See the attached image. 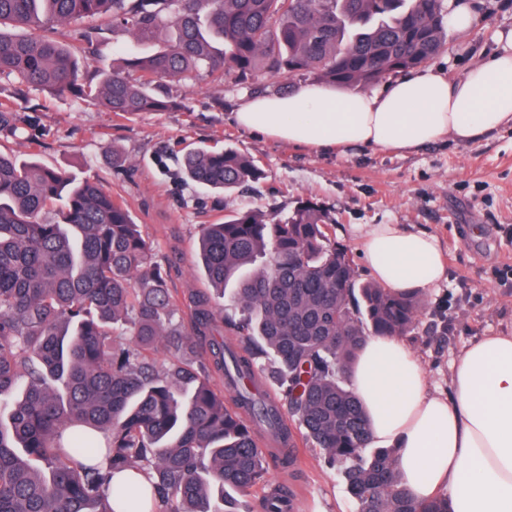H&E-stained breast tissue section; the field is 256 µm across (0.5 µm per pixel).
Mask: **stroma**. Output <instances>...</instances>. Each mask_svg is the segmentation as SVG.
<instances>
[{"label":"stroma","instance_id":"35a3bbf8","mask_svg":"<svg viewBox=\"0 0 512 512\" xmlns=\"http://www.w3.org/2000/svg\"><path fill=\"white\" fill-rule=\"evenodd\" d=\"M473 3L472 28L432 62L453 79L493 51L496 30L512 27V0ZM157 47L104 26L94 35L89 67L108 70L124 50L149 54ZM165 91L182 99L184 110L120 118L68 94L19 96L14 80L0 77V103L12 104L8 124L0 125V152L91 178L120 195L168 264L178 302L207 286L196 262L202 225L248 207L282 218L298 199L310 198L334 219L331 234L348 249L362 282L371 275L353 240L357 225L401 224L439 240L447 277L421 295L418 333L406 342L429 389H448L452 366L472 341L512 331L511 127L477 142L444 140L406 154L366 147L322 153L240 130L234 114L251 93L234 81L170 83ZM190 145L234 147L257 159L265 174L230 193L196 186L180 169ZM116 149L127 158L124 166L112 164ZM297 457L296 479L286 480L277 467L268 476L273 484L290 483L296 512H357L343 477L324 465L318 449L299 444Z\"/></svg>","mask_w":512,"mask_h":512}]
</instances>
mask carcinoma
Returning a JSON list of instances; mask_svg holds the SVG:
<instances>
[{
    "label": "carcinoma",
    "mask_w": 512,
    "mask_h": 512,
    "mask_svg": "<svg viewBox=\"0 0 512 512\" xmlns=\"http://www.w3.org/2000/svg\"><path fill=\"white\" fill-rule=\"evenodd\" d=\"M447 14L446 0H0V77L124 118L180 108L154 90L202 76L366 87L443 53ZM86 20L162 44L92 80L67 29ZM181 165L190 182L224 192L264 175L231 146L191 148ZM331 226L310 199L284 220L244 208L202 225L198 256L217 296L265 264L239 279L237 317H216L196 296L188 334L124 203L0 152V512H145L150 499L156 512H224L258 489L260 512H292L294 492L266 484L263 432L284 470L297 440L318 449L358 512H449L447 497L422 504L401 487L397 449H368L347 382L367 337L416 334L420 301L359 283ZM162 342L173 358L161 371ZM120 471L148 486L114 481Z\"/></svg>",
    "instance_id": "carcinoma-1"
}]
</instances>
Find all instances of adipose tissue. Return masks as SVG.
<instances>
[{"mask_svg":"<svg viewBox=\"0 0 512 512\" xmlns=\"http://www.w3.org/2000/svg\"><path fill=\"white\" fill-rule=\"evenodd\" d=\"M235 120L311 150L468 144L512 126V28L498 30L491 55L456 81L427 68L379 92L305 84L248 99ZM356 235L369 272L393 293H424L446 277L440 244L428 232L363 224ZM348 377L371 443L398 449L401 484L414 500L443 494L450 512H512V333L474 341L446 394L429 391L419 361L395 336L369 337Z\"/></svg>","mask_w":512,"mask_h":512,"instance_id":"1","label":"adipose tissue"}]
</instances>
